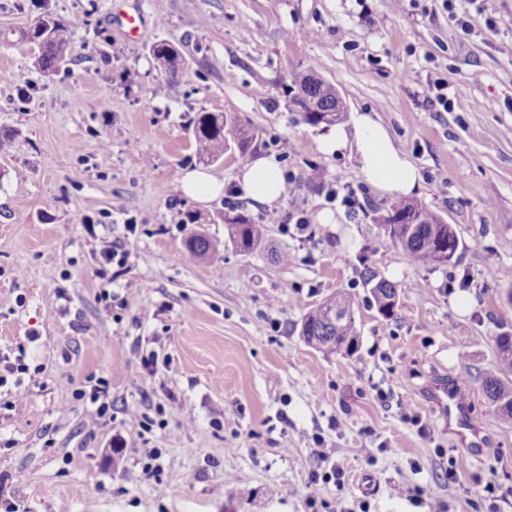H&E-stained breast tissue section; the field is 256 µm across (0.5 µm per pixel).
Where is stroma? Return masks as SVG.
I'll list each match as a JSON object with an SVG mask.
<instances>
[{"label": "stroma", "instance_id": "stroma-1", "mask_svg": "<svg viewBox=\"0 0 512 512\" xmlns=\"http://www.w3.org/2000/svg\"><path fill=\"white\" fill-rule=\"evenodd\" d=\"M468 7L0 0V137L13 139L0 152V357L28 367L24 400L0 387V512H512V425L481 384L499 372L496 336L512 332V0H495L479 33L457 23ZM134 11L130 39L118 20ZM44 12L73 25L51 73L25 36ZM162 40L179 53L170 84L151 53ZM310 73L335 86L346 123L370 114L416 167L414 199L460 240L448 264L409 262L385 223L405 197L373 185L355 148L321 152L330 126L304 122L286 93ZM438 80L451 110L429 103ZM200 111L234 121L218 158L195 149ZM239 129L253 137L250 159L275 157L283 171L274 208L237 193ZM197 167L223 196H183ZM314 168L324 178L312 184ZM334 184L355 192L356 211L330 200ZM232 210L265 225V248L233 246ZM195 232L216 258L183 257ZM113 240L127 259L109 281L99 259ZM275 249L295 263L274 261ZM371 274L396 285L392 316ZM339 292L353 297L358 343L326 356L301 322ZM442 371L487 448L456 481L462 450L421 396ZM97 380L102 416L88 395ZM133 411L143 426L129 425ZM336 468L342 483L323 481Z\"/></svg>", "mask_w": 512, "mask_h": 512}]
</instances>
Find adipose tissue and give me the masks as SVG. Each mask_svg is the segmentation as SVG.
Instances as JSON below:
<instances>
[{
  "instance_id": "adipose-tissue-1",
  "label": "adipose tissue",
  "mask_w": 512,
  "mask_h": 512,
  "mask_svg": "<svg viewBox=\"0 0 512 512\" xmlns=\"http://www.w3.org/2000/svg\"><path fill=\"white\" fill-rule=\"evenodd\" d=\"M355 145L363 172L369 180L387 190L411 194L417 185L415 167L393 145L386 130L369 115L357 118L353 130L336 128L320 143L323 153L343 152ZM239 188L253 206H274L285 192V180L274 158H260L247 166Z\"/></svg>"
}]
</instances>
